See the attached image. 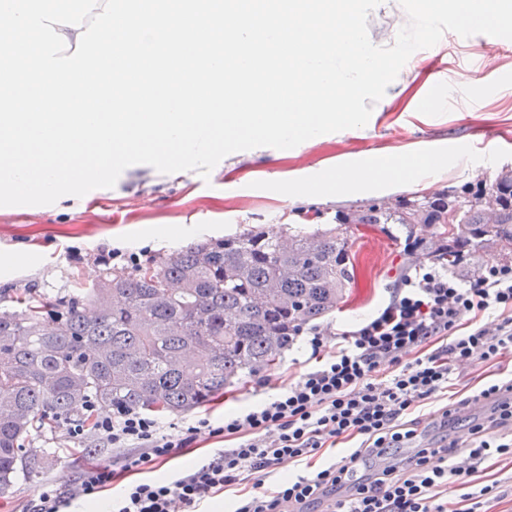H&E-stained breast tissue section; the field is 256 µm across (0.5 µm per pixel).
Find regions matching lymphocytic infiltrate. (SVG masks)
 Returning a JSON list of instances; mask_svg holds the SVG:
<instances>
[{"label":"lymphocytic infiltrate","mask_w":512,"mask_h":512,"mask_svg":"<svg viewBox=\"0 0 512 512\" xmlns=\"http://www.w3.org/2000/svg\"><path fill=\"white\" fill-rule=\"evenodd\" d=\"M496 310L504 318L483 322ZM309 333L319 364L272 398L225 416L217 431L235 439L234 447L162 480L140 474L188 447L209 419L168 432L156 417L133 409L104 412L86 402L81 418L64 422L67 435L91 432L99 443L131 454L122 472L93 467L65 491L45 481L31 512H71L75 501L108 490L123 472L132 480L111 512H196L204 500L241 485L246 491L233 512H284L288 505L319 512L326 504L332 512H449L443 493L451 487L465 490L463 512L494 503L495 485L476 488L471 478L494 457H512V443L499 434L512 428V379L480 391V398L495 403L489 424H472L466 437L416 449L398 468L369 461L416 437V410L446 389L456 370L512 353L511 262L488 265L465 284L437 266L416 267L334 352L325 350L328 329L315 325ZM347 442L355 448L341 460L266 490L278 465L310 460Z\"/></svg>","instance_id":"obj_1"}]
</instances>
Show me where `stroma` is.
I'll return each instance as SVG.
<instances>
[{"label": "stroma", "mask_w": 512, "mask_h": 512, "mask_svg": "<svg viewBox=\"0 0 512 512\" xmlns=\"http://www.w3.org/2000/svg\"><path fill=\"white\" fill-rule=\"evenodd\" d=\"M407 21L399 0H382L369 15V38L379 46L392 45ZM435 60L442 68L433 74L429 65ZM406 68L409 78L389 85L374 104L366 126L322 135L314 145L235 152L206 178L195 171L172 177L136 164L121 173L111 193L95 195L87 205L74 201L45 212L0 209V292L68 299L98 281L104 270L96 260L98 254L113 252L116 267L129 266L134 256L147 262L198 241V234L187 230L191 224L207 227L212 239L234 233L244 224L277 232L286 224L334 223L337 212L372 200L392 202L402 194L433 196L455 190L475 182L476 163L489 148L500 160L486 167L487 177L512 168V40L484 34L463 38L447 32L438 48L420 50L417 60L407 62ZM488 133L493 134V142L485 141ZM439 146L467 154L468 169H451L432 185L406 186L399 192L340 189L319 198L288 189L283 182L291 172L332 169L379 152ZM431 232L424 225L410 234L396 228L360 229L352 245L355 277L335 311L321 318V325L336 334L352 331L388 303L402 270L431 260L422 248L406 254L408 241L428 240ZM20 252L30 253L32 263L13 264V256ZM313 365L306 346L288 348L280 365L265 372L266 386L257 387L255 377H248L214 404L168 414L160 422L179 429L203 417L221 422L225 413L271 397ZM511 372L512 362L505 359L463 369L447 391L418 408L417 445L439 442L441 434L430 417L436 408L456 405L485 383ZM33 445L49 458L39 473L18 474L13 494L0 498V512H26L44 481L68 482L82 468L108 467L124 454L120 448L97 447L91 438H67L59 428L44 429Z\"/></svg>", "instance_id": "stroma-1"}]
</instances>
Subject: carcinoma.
I'll use <instances>...</instances> for the list:
<instances>
[{
	"label": "carcinoma",
	"mask_w": 512,
	"mask_h": 512,
	"mask_svg": "<svg viewBox=\"0 0 512 512\" xmlns=\"http://www.w3.org/2000/svg\"><path fill=\"white\" fill-rule=\"evenodd\" d=\"M336 221L313 231L290 224L282 236L250 226L193 243L109 269L54 306L0 294V496L18 470L39 467L37 449L27 447L32 436L79 415L89 399L101 408L186 412L279 366L294 327L336 310L352 279L359 224H431L421 246L448 268L483 247L512 262V170L439 199L371 202ZM90 299L110 307L90 317ZM46 314L55 327H43Z\"/></svg>",
	"instance_id": "1"
}]
</instances>
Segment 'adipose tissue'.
I'll return each instance as SVG.
<instances>
[{
    "label": "adipose tissue",
    "mask_w": 512,
    "mask_h": 512,
    "mask_svg": "<svg viewBox=\"0 0 512 512\" xmlns=\"http://www.w3.org/2000/svg\"><path fill=\"white\" fill-rule=\"evenodd\" d=\"M458 165V156H438L427 151H416L408 156L379 154L323 172L318 179L306 182L304 191L315 197L333 189H358L372 185L396 189L422 182L426 177Z\"/></svg>",
    "instance_id": "obj_1"
}]
</instances>
